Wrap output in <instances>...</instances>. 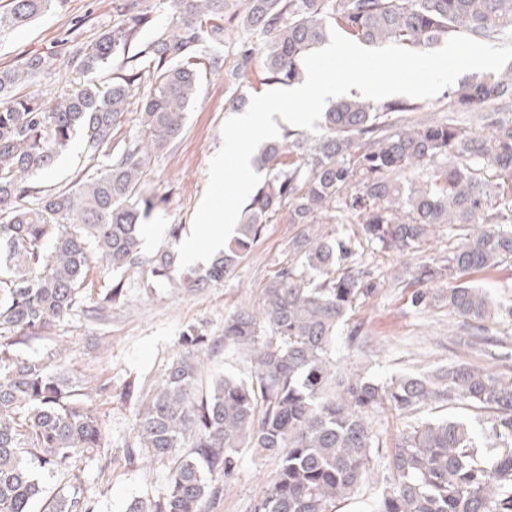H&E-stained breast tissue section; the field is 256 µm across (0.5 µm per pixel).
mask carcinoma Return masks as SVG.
I'll list each match as a JSON object with an SVG mask.
<instances>
[{
	"mask_svg": "<svg viewBox=\"0 0 512 512\" xmlns=\"http://www.w3.org/2000/svg\"><path fill=\"white\" fill-rule=\"evenodd\" d=\"M57 0H8L0 32L23 27ZM225 0H124L121 20L69 53L65 67L87 76L48 104L18 88L57 66L34 54L0 67V512H33L43 486L36 468L65 471L67 482L41 512H95L81 489L82 465L103 445L91 393L59 368L24 358L16 346L45 337L81 309L97 320L126 300L124 276L186 290L224 280L280 212L300 226L288 258L262 289L255 308L224 317V336L193 326L153 390L128 389L134 401L133 442L126 454L169 463L165 493L128 512H213L251 453L276 463L250 512H336L368 480L386 470L375 512H512V352L501 369L450 363L427 375L376 378L363 369L336 371V336L359 301L375 291L369 274L351 272L362 245L421 253L439 224L458 227L460 242L440 260L422 256L413 270L417 313L444 303L462 318L472 347L493 343L487 325L512 321L466 280L473 271L512 259V67L448 91L475 127L385 121L421 112L404 100L337 102L323 112L321 133L288 132L264 145L265 180L250 198L238 235L204 271L180 268L172 224L155 254L141 249L143 222L156 208L145 171L180 141L198 92L199 65L216 73L224 58L207 49L224 42ZM170 20L155 27L154 8ZM366 43L409 48L457 34L494 41L512 32V0H245L238 23L263 37L245 40L239 70L260 52L270 79L291 84L303 57L325 41L329 23ZM155 30L144 41L142 32ZM110 71L106 82L94 75ZM486 103L499 107L486 110ZM138 130L119 140L131 106ZM80 136L86 166L62 185L38 177ZM432 167L420 183L406 174ZM329 212L359 226L358 238L308 226ZM109 277L95 304H83L89 273ZM247 356L249 378L203 384L205 360L221 346ZM491 413L484 448L470 422L427 418L402 431L384 454L371 417L386 408L411 418L432 404Z\"/></svg>",
	"mask_w": 512,
	"mask_h": 512,
	"instance_id": "carcinoma-1",
	"label": "carcinoma"
}]
</instances>
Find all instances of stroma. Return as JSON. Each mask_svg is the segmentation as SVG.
Returning <instances> with one entry per match:
<instances>
[{
  "mask_svg": "<svg viewBox=\"0 0 512 512\" xmlns=\"http://www.w3.org/2000/svg\"><path fill=\"white\" fill-rule=\"evenodd\" d=\"M116 20L112 0H58L29 25L0 33V65L48 51L63 61L73 45L92 39ZM240 34L236 23H227L219 48L223 72L200 69L198 95L187 112L182 139L175 149L151 161L145 181L159 204L147 221L146 252L166 242L169 225H191L206 188L209 161L222 144L221 125L232 115L231 93L248 98L275 87L258 57L244 75L228 80V73L237 68ZM297 230L287 212H280L224 281L209 283L197 293L166 282L147 289L139 273H128L127 299L113 306L105 319L90 321L77 310L44 338L19 347L22 356L63 365L68 379L77 385L91 388L104 379L112 384L111 395L94 403L104 446L81 474L82 488L94 500L96 512H127L135 500L160 497L169 473L168 463H131L125 458L130 409L120 393L129 385L141 392L151 388L175 357L186 327L196 326L219 338L225 315L257 305L262 288L286 260L288 242ZM411 264V259L396 253L364 249L357 265L371 273L376 292L350 312L347 324L362 326L370 343L358 352L349 348L346 334H339V368L359 365L374 376L387 377L424 373L451 362L494 367V357L469 349L457 336L459 320L449 315L447 306L422 314L409 309L407 300L416 288L408 271ZM274 470L271 459L245 456L215 512H249Z\"/></svg>",
  "mask_w": 512,
  "mask_h": 512,
  "instance_id": "obj_1",
  "label": "stroma"
}]
</instances>
